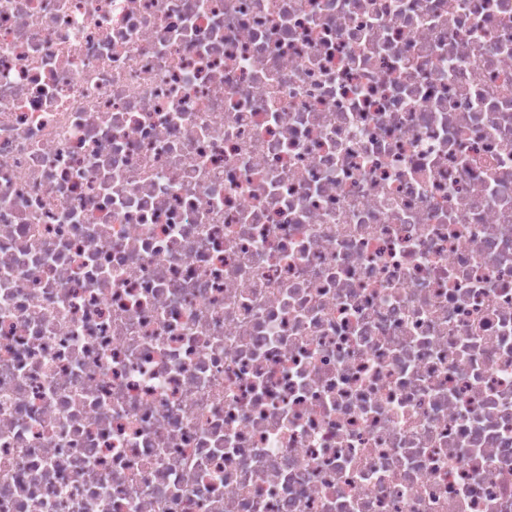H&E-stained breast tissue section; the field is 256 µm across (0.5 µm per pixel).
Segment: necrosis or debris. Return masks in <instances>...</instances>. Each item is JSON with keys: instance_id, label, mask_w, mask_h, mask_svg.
<instances>
[{"instance_id": "obj_1", "label": "necrosis or debris", "mask_w": 512, "mask_h": 512, "mask_svg": "<svg viewBox=\"0 0 512 512\" xmlns=\"http://www.w3.org/2000/svg\"><path fill=\"white\" fill-rule=\"evenodd\" d=\"M0 512H512V0H0Z\"/></svg>"}]
</instances>
